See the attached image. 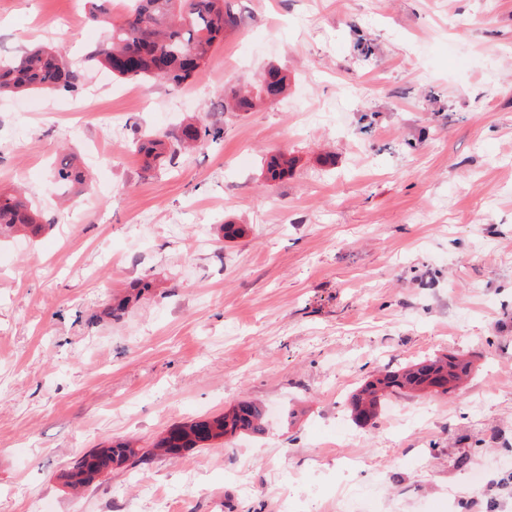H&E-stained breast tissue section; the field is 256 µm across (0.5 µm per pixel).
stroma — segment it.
I'll return each mask as SVG.
<instances>
[{"label":"stroma","instance_id":"obj_1","mask_svg":"<svg viewBox=\"0 0 512 512\" xmlns=\"http://www.w3.org/2000/svg\"><path fill=\"white\" fill-rule=\"evenodd\" d=\"M229 4L182 87L93 66L74 94L0 97V189L50 221L0 239V512H512V0ZM105 7L0 0V37L78 65L125 0ZM271 65L284 98L227 110ZM198 121L223 137L175 166L130 149ZM278 152L294 166L266 180ZM69 154L88 179L64 195ZM445 354L473 365L453 392L351 417L380 371ZM245 399L278 408L264 433L58 479Z\"/></svg>","mask_w":512,"mask_h":512}]
</instances>
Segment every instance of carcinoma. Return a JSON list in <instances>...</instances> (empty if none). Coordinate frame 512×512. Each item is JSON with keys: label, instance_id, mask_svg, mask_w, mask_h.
Listing matches in <instances>:
<instances>
[{"label": "carcinoma", "instance_id": "obj_1", "mask_svg": "<svg viewBox=\"0 0 512 512\" xmlns=\"http://www.w3.org/2000/svg\"><path fill=\"white\" fill-rule=\"evenodd\" d=\"M236 26L237 17L227 0H130L122 20L112 25L109 41L96 48L88 61L123 79L153 77L178 88L205 63L224 32ZM81 77L61 52L37 46L15 61H0V95L74 93L79 89ZM286 87L287 76L270 66L263 71L253 91L233 97L230 108L234 112H249L260 103L278 100ZM221 134V130L204 122L190 123L169 147L164 140L151 138L135 142L134 148L146 158L150 170L161 162L173 161L181 151ZM288 164V157L273 156L266 164L267 177L280 178L288 172ZM54 177L59 185L65 186L81 180L84 173L64 158ZM43 229L41 214L29 209L20 195L0 192V236L19 231L37 236ZM470 370V362L448 356L425 359L395 371L385 370L353 395V416L358 422L370 421L378 415L385 398L406 390L446 394ZM265 418L261 405L241 401L219 415L173 426L154 448L143 453L125 441L94 448L75 460L60 478L74 487H85L114 465H134L157 454L180 455L236 435L261 433Z\"/></svg>", "mask_w": 512, "mask_h": 512}]
</instances>
